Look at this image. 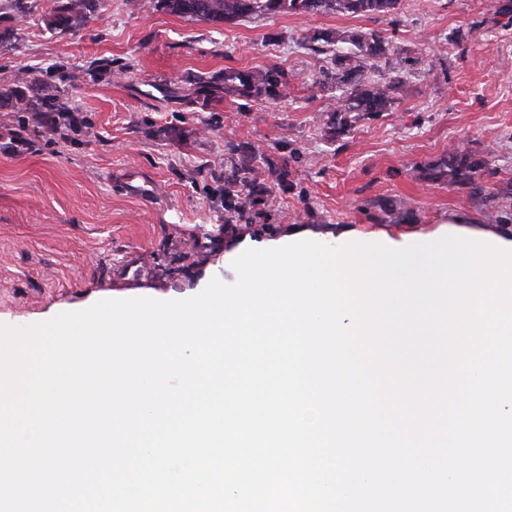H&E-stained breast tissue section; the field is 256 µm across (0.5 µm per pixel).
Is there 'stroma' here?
<instances>
[{
    "label": "stroma",
    "mask_w": 512,
    "mask_h": 512,
    "mask_svg": "<svg viewBox=\"0 0 512 512\" xmlns=\"http://www.w3.org/2000/svg\"><path fill=\"white\" fill-rule=\"evenodd\" d=\"M67 0H0V324L28 326L116 297L197 295L233 280L224 253L228 144L272 152L287 140L288 183L261 200L276 235L306 227L393 234L449 212L512 227V24L491 0H403L392 14L278 13L224 24L159 0H98L71 33L51 24ZM25 17H18V10ZM326 29L376 30L412 70L389 111L350 131L318 117L336 97L323 56L303 46ZM275 66L288 94L245 98L224 73ZM52 87L79 115L73 130L19 126L17 98ZM28 147L2 151L13 132ZM461 148L477 185L429 180Z\"/></svg>",
    "instance_id": "obj_1"
}]
</instances>
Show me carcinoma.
Listing matches in <instances>:
<instances>
[{
	"mask_svg": "<svg viewBox=\"0 0 512 512\" xmlns=\"http://www.w3.org/2000/svg\"><path fill=\"white\" fill-rule=\"evenodd\" d=\"M164 8L182 17L221 24L228 21L274 15L276 13L342 15L385 14L396 11L401 0H163ZM96 0H67L62 14L51 21L62 32L79 27L94 12ZM310 47L330 59L324 75L336 87L335 103L330 105L329 124L340 135L350 125V114L386 112L409 70L386 72L389 56L395 54L390 40L376 31H324ZM224 83L243 97L266 93L276 99L287 95L288 81L279 69L251 72L230 71ZM237 156L224 175V224H243L255 234L273 231L269 214L259 208L264 176L271 175L280 185L288 183V169L277 165L271 155L259 149L229 145ZM480 163L457 148L430 169L435 182L468 185L475 181Z\"/></svg>",
	"mask_w": 512,
	"mask_h": 512,
	"instance_id": "carcinoma-1",
	"label": "carcinoma"
}]
</instances>
